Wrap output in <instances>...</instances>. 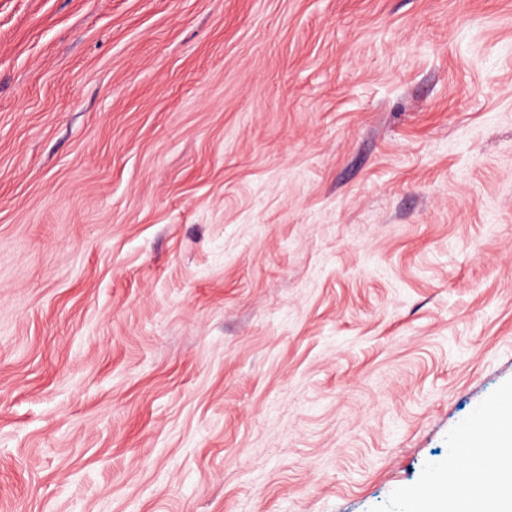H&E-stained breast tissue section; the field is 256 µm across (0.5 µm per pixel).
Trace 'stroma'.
<instances>
[{
  "instance_id": "obj_1",
  "label": "stroma",
  "mask_w": 512,
  "mask_h": 512,
  "mask_svg": "<svg viewBox=\"0 0 512 512\" xmlns=\"http://www.w3.org/2000/svg\"><path fill=\"white\" fill-rule=\"evenodd\" d=\"M512 396V0H0V512H411ZM511 398H506L496 408L478 412L456 434L459 448H469L489 437L512 438V419L508 413Z\"/></svg>"
}]
</instances>
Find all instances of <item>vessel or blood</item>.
I'll list each match as a JSON object with an SVG mask.
<instances>
[{"mask_svg": "<svg viewBox=\"0 0 512 512\" xmlns=\"http://www.w3.org/2000/svg\"><path fill=\"white\" fill-rule=\"evenodd\" d=\"M512 438V401L503 400L496 408L478 412L456 434V444L468 448L487 438ZM458 462L448 456L439 464V479L420 488L415 496V512H437L438 502H445L448 512H459L461 504L477 500L486 512H499V489L489 475L490 465L481 462L471 472L465 483H455L454 473Z\"/></svg>", "mask_w": 512, "mask_h": 512, "instance_id": "obj_1", "label": "vessel or blood"}]
</instances>
